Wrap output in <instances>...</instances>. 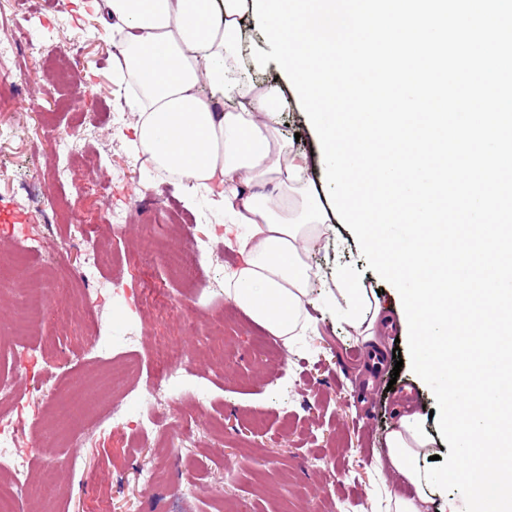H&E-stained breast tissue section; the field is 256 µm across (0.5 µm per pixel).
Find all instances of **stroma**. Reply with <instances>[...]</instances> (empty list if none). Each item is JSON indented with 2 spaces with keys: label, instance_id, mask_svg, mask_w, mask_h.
Returning <instances> with one entry per match:
<instances>
[{
  "label": "stroma",
  "instance_id": "35a3bbf8",
  "mask_svg": "<svg viewBox=\"0 0 512 512\" xmlns=\"http://www.w3.org/2000/svg\"><path fill=\"white\" fill-rule=\"evenodd\" d=\"M81 0H0V39L21 33L36 40L51 39L76 58L82 81L92 97L69 103V87L59 85L46 68L25 65L15 89L16 110L0 112V125L13 135L0 140V212L21 222L40 240L29 254L19 253L15 240L0 239V322L11 323L29 290L45 283L58 300L78 298L83 285L74 270L47 276L54 248L66 239L68 225L88 213L109 217L113 207L136 199L145 207L112 241L114 252L125 254L121 277L151 288L167 289L168 319L143 313L135 348H117L111 355L92 345L96 326L120 331L126 321V302L100 297L98 323L76 320L74 331L55 323L52 315L22 324L19 334L30 350L22 362L0 356V375L12 376L20 397L17 412L37 419L34 435L23 446L33 456L32 470L57 464V489L50 499L27 498L16 512H101L102 506H130L132 512H386L389 496L414 495V487L386 462V440L404 407L388 383L413 393L414 408L431 442L423 467L434 455L447 456L449 446L430 412L436 401L430 387L410 365L396 367L395 348H406L408 326L398 291L367 266L357 239L345 224H330L312 249L317 271L307 309L311 319L305 335L291 342L269 335L224 297V271L237 255L226 247L219 228L223 211L206 198L187 204L178 182L153 169L146 155L134 154L130 142L136 119L123 87L115 81L112 57L117 43ZM281 134L296 150L312 159L313 189L324 184L319 162L322 148L300 103L285 102L278 115ZM74 130L80 144L98 154L93 168L77 167L86 193L82 203L70 200L68 184L59 179L62 159L54 137ZM194 220L191 233L167 229L150 264L136 262L142 227L166 225L169 215ZM197 237L203 254L199 279L204 291L191 293L189 283L175 272L170 254ZM345 269L365 288L392 320L368 338L355 332L328 306L335 292L333 278ZM104 271L108 285L114 275ZM224 315V365H211L208 349L215 335L216 313ZM173 340L193 361L200 384L208 392L204 412H197L194 389L176 402L159 398L155 406L166 420L165 438H174L173 424L194 418L188 442L170 450L171 464L157 484L139 479L141 471L157 466L154 448L135 449L125 435L99 427L125 388L110 382L111 366L132 363L139 390L151 387L155 362L152 347L159 337ZM357 350L359 363L346 353ZM382 365L369 367L371 351ZM53 370L50 392L33 396L35 379L44 367ZM192 474L197 491L180 496L182 474Z\"/></svg>",
  "mask_w": 512,
  "mask_h": 512
}]
</instances>
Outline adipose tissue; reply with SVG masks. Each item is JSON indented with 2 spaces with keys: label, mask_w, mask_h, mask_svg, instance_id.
<instances>
[{
  "label": "adipose tissue",
  "mask_w": 512,
  "mask_h": 512,
  "mask_svg": "<svg viewBox=\"0 0 512 512\" xmlns=\"http://www.w3.org/2000/svg\"><path fill=\"white\" fill-rule=\"evenodd\" d=\"M102 24L120 33L113 69L131 88L133 152L171 172L188 201L206 195L222 208L224 240L239 264L224 296L252 322L283 340L309 323L312 246L326 216L312 193L307 156L278 129L281 86L240 75L242 20L253 0H89ZM209 96H202V88ZM341 313L362 336L387 325L379 308L344 271L336 273ZM386 446L415 496L396 497L393 512H424L418 460L428 436L415 416L401 417Z\"/></svg>",
  "instance_id": "obj_1"
}]
</instances>
